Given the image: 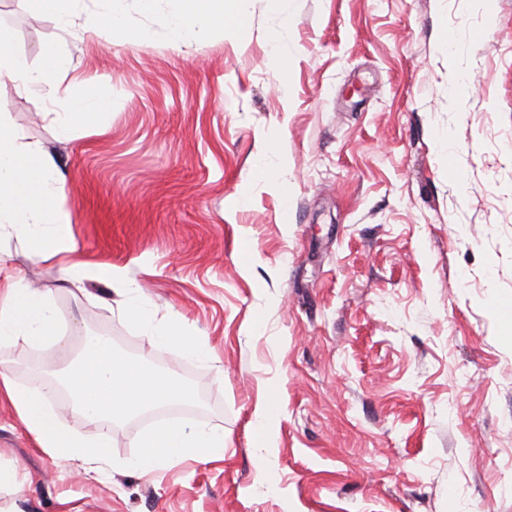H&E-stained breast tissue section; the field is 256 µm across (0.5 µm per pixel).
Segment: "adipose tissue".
Instances as JSON below:
<instances>
[{
  "label": "adipose tissue",
  "instance_id": "adipose-tissue-1",
  "mask_svg": "<svg viewBox=\"0 0 512 512\" xmlns=\"http://www.w3.org/2000/svg\"><path fill=\"white\" fill-rule=\"evenodd\" d=\"M242 2L177 0L169 29L172 44L188 45L194 35L214 26L243 28ZM11 41V32L0 27V78L54 98L59 89L57 77L70 64L66 52L43 47V64L34 69L11 50ZM66 196V180L55 157L44 150L22 149L14 127L0 118V235L17 237L35 255L56 259L67 282L79 285L95 278L99 269L82 257L71 231V216L64 207ZM123 312L155 342L180 347L194 356L207 352L203 342L187 336L178 325L154 321L143 300L126 302ZM18 341L60 349L65 338L47 294L15 274L0 278V344ZM62 383L72 410L91 425L134 417L156 405L185 402L191 397L189 388L174 376L119 353L111 338L100 334L83 336L81 353L70 362ZM52 397V391L20 388L0 373V399H7L18 411L39 447L74 464L79 475L117 468V461L106 453L107 433L96 438L79 434L52 408ZM140 448L139 455L126 466L149 474L185 456L205 460L223 454L224 436L170 420L143 434Z\"/></svg>",
  "mask_w": 512,
  "mask_h": 512
}]
</instances>
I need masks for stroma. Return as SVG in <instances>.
<instances>
[{"instance_id":"1","label":"stroma","mask_w":512,"mask_h":512,"mask_svg":"<svg viewBox=\"0 0 512 512\" xmlns=\"http://www.w3.org/2000/svg\"><path fill=\"white\" fill-rule=\"evenodd\" d=\"M105 7L65 31L0 0L15 53L73 60L50 102L0 80V115L56 157L84 259L209 353L151 345L104 275L63 286L6 235L0 258L50 291L69 355L102 333L189 386L178 418L224 456L78 478L1 401L0 512H512V0H245L244 33L181 49L172 0H124L138 44ZM87 89L108 108L61 136ZM63 369L0 344L18 386ZM161 421H113L110 455Z\"/></svg>"}]
</instances>
